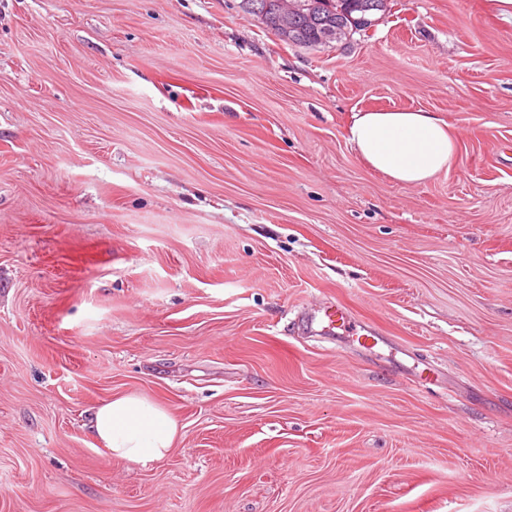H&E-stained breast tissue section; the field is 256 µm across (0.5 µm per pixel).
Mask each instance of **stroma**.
<instances>
[{
  "instance_id": "obj_1",
  "label": "stroma",
  "mask_w": 512,
  "mask_h": 512,
  "mask_svg": "<svg viewBox=\"0 0 512 512\" xmlns=\"http://www.w3.org/2000/svg\"><path fill=\"white\" fill-rule=\"evenodd\" d=\"M365 110L457 165L376 173ZM130 392L165 460L90 434ZM0 512H512V18L305 48L242 0H0ZM347 141L370 168L402 185H425L458 162L456 139L432 112H358ZM89 430L113 460L135 464L165 459L179 431L174 416L141 393L114 397L97 406Z\"/></svg>"
}]
</instances>
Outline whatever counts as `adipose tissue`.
Returning <instances> with one entry per match:
<instances>
[{
	"label": "adipose tissue",
	"mask_w": 512,
	"mask_h": 512,
	"mask_svg": "<svg viewBox=\"0 0 512 512\" xmlns=\"http://www.w3.org/2000/svg\"><path fill=\"white\" fill-rule=\"evenodd\" d=\"M347 141L370 168L402 185H425L458 162L447 124L420 110L356 113ZM89 430L113 460L138 464L165 459L175 445L178 424L149 397L129 393L97 406Z\"/></svg>",
	"instance_id": "obj_1"
}]
</instances>
